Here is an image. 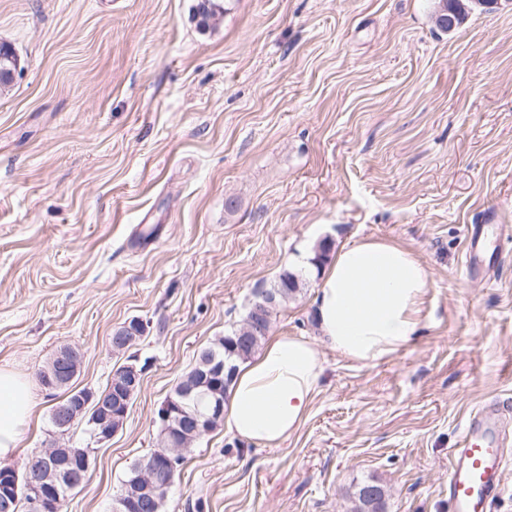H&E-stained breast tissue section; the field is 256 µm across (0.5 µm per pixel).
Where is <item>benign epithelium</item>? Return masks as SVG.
<instances>
[{
    "label": "benign epithelium",
    "instance_id": "7a95c632",
    "mask_svg": "<svg viewBox=\"0 0 512 512\" xmlns=\"http://www.w3.org/2000/svg\"><path fill=\"white\" fill-rule=\"evenodd\" d=\"M491 6L495 0H448L441 5L437 13L439 24L454 29L467 13L469 4ZM83 355L71 345L61 346L52 355L50 371L44 373V382L50 389L71 384L78 375ZM143 370L135 365L126 364L110 381L112 396L117 404L111 406L97 399L94 391L87 389L66 406L54 408L55 421L61 434L69 433L75 422L84 416L87 408H93L95 427L92 440L100 444L116 435L122 428L129 410V405L142 384ZM196 385L189 382L179 392V398L169 397L158 412L160 425L164 427L165 438L162 451L146 465L139 467L134 481L129 485V496L119 499L118 512H138L151 499L154 485L164 480L171 482L177 474L176 461L190 447L195 432L216 422L224 416V397L214 394L208 401L207 412L201 413L189 406ZM91 449L66 448L51 446L41 451L46 464L45 469L36 475L19 478L18 471L12 467L0 469V500L5 509L19 502V497L32 496V504L38 506V512H56V484L67 481L73 486H80L84 474L90 469ZM81 458V468L72 467L75 458Z\"/></svg>",
    "mask_w": 512,
    "mask_h": 512
}]
</instances>
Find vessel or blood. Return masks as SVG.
Listing matches in <instances>:
<instances>
[{"label": "vessel or blood", "instance_id": "1", "mask_svg": "<svg viewBox=\"0 0 512 512\" xmlns=\"http://www.w3.org/2000/svg\"><path fill=\"white\" fill-rule=\"evenodd\" d=\"M501 253L488 252L485 227H466L465 266L469 272L489 275L496 271ZM512 437V406L483 404L463 423L460 442L451 449L448 464V499L452 512H493L504 487V473L512 464L505 452Z\"/></svg>", "mask_w": 512, "mask_h": 512}]
</instances>
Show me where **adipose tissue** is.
Returning <instances> with one entry per match:
<instances>
[{"label":"adipose tissue","instance_id":"adipose-tissue-1","mask_svg":"<svg viewBox=\"0 0 512 512\" xmlns=\"http://www.w3.org/2000/svg\"><path fill=\"white\" fill-rule=\"evenodd\" d=\"M430 288L426 263L401 244L365 238L337 250L315 296L321 342L270 337L239 362L224 400V431L279 447L305 422L323 370L322 347L368 364L418 335ZM34 402L27 380L0 369V458L23 442Z\"/></svg>","mask_w":512,"mask_h":512}]
</instances>
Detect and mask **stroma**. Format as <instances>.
<instances>
[{
    "mask_svg": "<svg viewBox=\"0 0 512 512\" xmlns=\"http://www.w3.org/2000/svg\"><path fill=\"white\" fill-rule=\"evenodd\" d=\"M194 5L0 0V367L35 403L6 464L91 447L62 512H113L160 404L256 290L302 272L269 333L315 338L311 258L375 237L430 268L419 336L368 365L324 349L300 429L265 448L216 426L163 512H351L367 482L386 512H451L461 424L512 401V241L493 278L464 266L466 225H512V0L449 33L435 0H225L206 30ZM64 344L77 388L145 366L109 441L50 422L63 393L38 374Z\"/></svg>",
    "mask_w": 512,
    "mask_h": 512,
    "instance_id": "obj_1",
    "label": "stroma"
}]
</instances>
